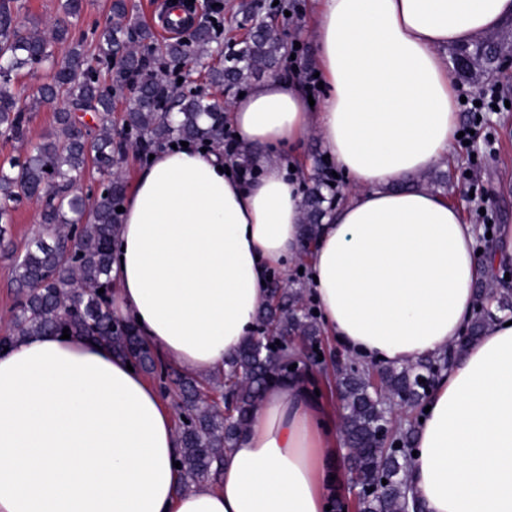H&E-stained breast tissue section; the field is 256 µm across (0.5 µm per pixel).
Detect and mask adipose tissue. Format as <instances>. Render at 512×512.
<instances>
[{"label":"adipose tissue","instance_id":"1","mask_svg":"<svg viewBox=\"0 0 512 512\" xmlns=\"http://www.w3.org/2000/svg\"><path fill=\"white\" fill-rule=\"evenodd\" d=\"M512 0H315L312 37L327 91L310 105L298 77L272 76L232 98L229 121L252 147L258 179L224 171V148H164L138 169L113 243L112 310L136 323L163 361L207 379L256 328L274 270L304 262L327 336L366 361L399 366L443 355L477 307L478 230L423 187L396 190L451 159L457 92L443 47L492 34ZM350 183L304 251L294 148L309 131ZM285 144L287 158L264 148ZM51 343L119 370L127 360L89 339L26 336L0 363ZM129 378L164 425L176 459V412L142 373ZM409 487L427 512H512V316L498 314L438 378ZM335 400L310 374L271 385L214 481L171 468L159 512H327L342 488Z\"/></svg>","mask_w":512,"mask_h":512}]
</instances>
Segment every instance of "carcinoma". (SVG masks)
I'll list each match as a JSON object with an SVG mask.
<instances>
[{
    "label": "carcinoma",
    "mask_w": 512,
    "mask_h": 512,
    "mask_svg": "<svg viewBox=\"0 0 512 512\" xmlns=\"http://www.w3.org/2000/svg\"><path fill=\"white\" fill-rule=\"evenodd\" d=\"M14 0H0V127L21 139L30 112L43 104L62 102L52 132L27 150L24 157L0 164V223L9 221L22 198L46 197L39 214V232L22 258L13 264L12 284L17 288L16 311L0 349L31 334H63L88 338L115 352L150 374L161 386L178 391L181 443L177 461L188 479H216L224 452L234 446L252 421L262 394L274 382L289 377V367L300 362V345H320L323 329L314 315L316 305L301 280L286 282L278 300L258 311L262 339L248 337L242 348L225 363L224 374L201 383L193 377H171L168 366L135 327L112 315V283L109 277L112 240L119 230L126 184L122 163L127 147L148 153L174 140H224L226 105L215 90L226 84L242 85L281 61L288 50L282 37L253 28L242 46L232 50L224 63L208 67L207 84L186 93L172 77L180 67L197 64L211 55L218 36L201 27L189 42L158 43L146 27L140 31L139 49L123 46L120 34L129 20L126 0H113L110 16L90 48L70 41L64 25L52 36L41 34L36 22L20 21L12 11ZM68 44L57 54L53 44ZM497 48L483 42L470 51L463 74L479 63L490 70ZM157 64L155 82L140 84L129 99L122 124L123 139L114 140L110 113L113 96L103 90L93 69L101 64L113 72L112 93L122 91L127 78ZM44 68L47 81L31 87L27 96L15 88L22 69ZM96 112L97 122H84V113ZM110 179L107 195L86 210L82 197L72 191L73 182L88 168ZM331 176L320 171L306 187L303 204L305 247L316 241L330 204L338 198ZM104 292H99V289ZM490 293L500 311L512 309V290L495 278L482 283L478 294ZM490 308L478 300L464 338L453 353L464 351L482 335ZM452 356L407 363L401 367L369 364L345 353L332 361L313 360L323 376L321 384L335 387L341 411L340 437L349 465L365 481L387 480L377 495L359 497L356 512H425L409 496L408 474L416 427L415 414L429 391L417 387L419 375L438 378ZM392 423V439L384 444L379 424Z\"/></svg>",
    "instance_id": "carcinoma-1"
}]
</instances>
